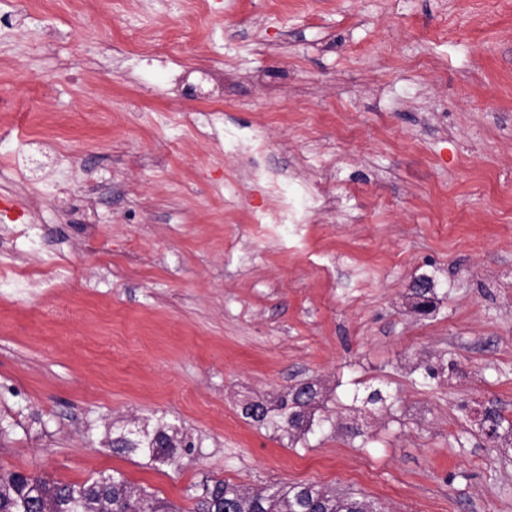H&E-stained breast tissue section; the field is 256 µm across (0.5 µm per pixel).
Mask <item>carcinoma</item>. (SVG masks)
Listing matches in <instances>:
<instances>
[{
  "label": "carcinoma",
  "instance_id": "carcinoma-1",
  "mask_svg": "<svg viewBox=\"0 0 512 512\" xmlns=\"http://www.w3.org/2000/svg\"><path fill=\"white\" fill-rule=\"evenodd\" d=\"M318 389L307 394L289 390L283 405L294 404L284 414L286 430L299 429L309 416L299 408L316 402ZM178 432L160 423L151 430H130L112 438V451L140 454L151 463L175 461L182 440ZM202 512H383L375 501L352 493L326 490L314 484L272 485L249 491L225 480H212L198 488ZM0 512H180L162 499L123 478L84 483H63L20 472L0 473Z\"/></svg>",
  "mask_w": 512,
  "mask_h": 512
}]
</instances>
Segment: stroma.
<instances>
[{"label":"stroma","mask_w":512,"mask_h":512,"mask_svg":"<svg viewBox=\"0 0 512 512\" xmlns=\"http://www.w3.org/2000/svg\"><path fill=\"white\" fill-rule=\"evenodd\" d=\"M212 5L180 42L175 0H0V263L33 278L0 281V471L512 512L480 427L512 422V0ZM274 183L302 223H256ZM304 379L308 432L243 415ZM160 421L193 450L113 454Z\"/></svg>","instance_id":"stroma-1"}]
</instances>
